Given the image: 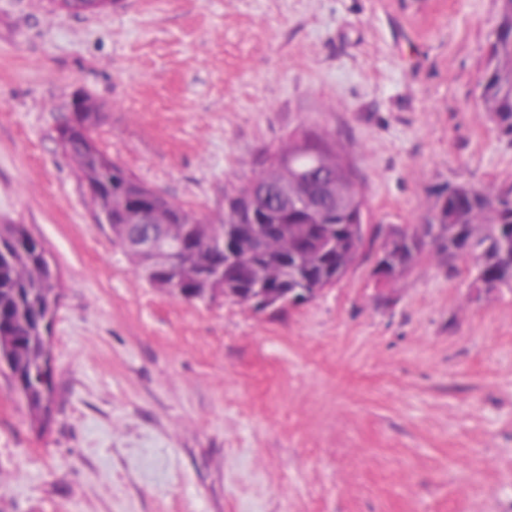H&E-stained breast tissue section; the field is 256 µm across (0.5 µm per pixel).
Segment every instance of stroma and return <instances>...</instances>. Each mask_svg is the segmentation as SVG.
Wrapping results in <instances>:
<instances>
[{"mask_svg": "<svg viewBox=\"0 0 512 512\" xmlns=\"http://www.w3.org/2000/svg\"><path fill=\"white\" fill-rule=\"evenodd\" d=\"M497 0H0V224L60 272L48 423L0 372V512H512V288L434 247H375L273 317L150 287L64 156L74 94L99 146L210 220L289 131L347 148L370 226L512 184L480 97Z\"/></svg>", "mask_w": 512, "mask_h": 512, "instance_id": "stroma-1", "label": "stroma"}]
</instances>
